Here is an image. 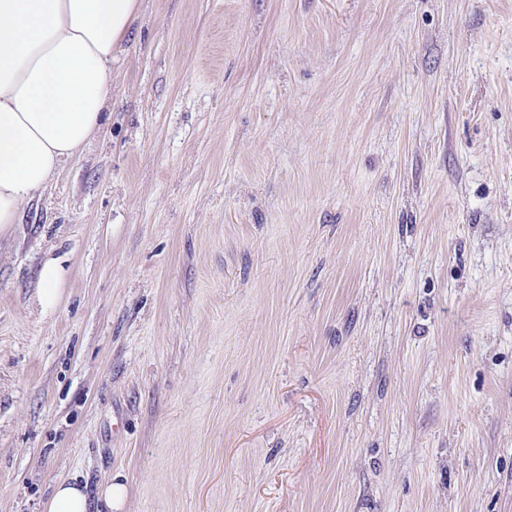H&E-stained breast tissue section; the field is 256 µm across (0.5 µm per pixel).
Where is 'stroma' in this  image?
Wrapping results in <instances>:
<instances>
[{
  "instance_id": "obj_1",
  "label": "stroma",
  "mask_w": 512,
  "mask_h": 512,
  "mask_svg": "<svg viewBox=\"0 0 512 512\" xmlns=\"http://www.w3.org/2000/svg\"><path fill=\"white\" fill-rule=\"evenodd\" d=\"M115 474L122 512H512V0H144L0 236V512ZM64 271L57 260H46L39 272V302L44 309L54 308L60 299Z\"/></svg>"
}]
</instances>
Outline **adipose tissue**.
Wrapping results in <instances>:
<instances>
[{
    "label": "adipose tissue",
    "mask_w": 512,
    "mask_h": 512,
    "mask_svg": "<svg viewBox=\"0 0 512 512\" xmlns=\"http://www.w3.org/2000/svg\"><path fill=\"white\" fill-rule=\"evenodd\" d=\"M142 0H0V235L104 125Z\"/></svg>",
    "instance_id": "1"
}]
</instances>
